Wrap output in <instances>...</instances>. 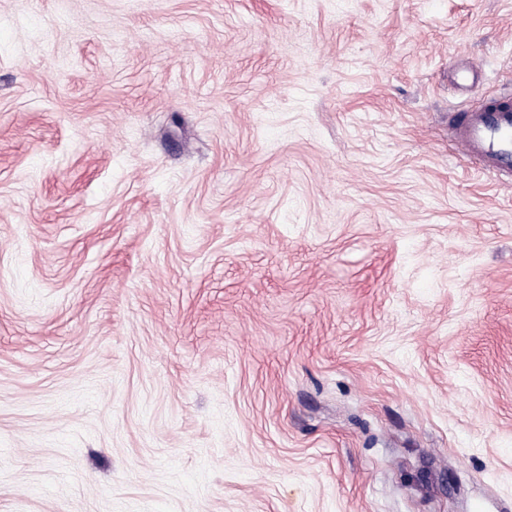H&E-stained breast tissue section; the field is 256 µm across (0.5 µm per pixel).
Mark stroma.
<instances>
[{
  "label": "stroma",
  "instance_id": "35a3bbf8",
  "mask_svg": "<svg viewBox=\"0 0 512 512\" xmlns=\"http://www.w3.org/2000/svg\"><path fill=\"white\" fill-rule=\"evenodd\" d=\"M512 0H0V512H512ZM488 99L466 111L451 128L454 139L471 157L499 175L512 170V107Z\"/></svg>",
  "mask_w": 512,
  "mask_h": 512
}]
</instances>
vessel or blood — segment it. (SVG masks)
<instances>
[{"mask_svg":"<svg viewBox=\"0 0 512 512\" xmlns=\"http://www.w3.org/2000/svg\"><path fill=\"white\" fill-rule=\"evenodd\" d=\"M452 134L488 170L500 175L512 171V106L483 102L456 120Z\"/></svg>","mask_w":512,"mask_h":512,"instance_id":"obj_1","label":"vessel or blood"}]
</instances>
